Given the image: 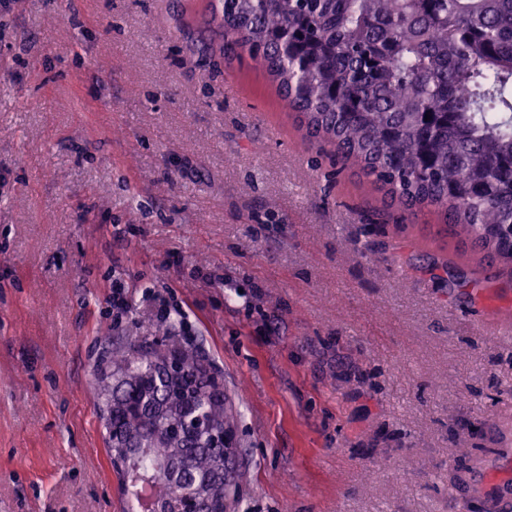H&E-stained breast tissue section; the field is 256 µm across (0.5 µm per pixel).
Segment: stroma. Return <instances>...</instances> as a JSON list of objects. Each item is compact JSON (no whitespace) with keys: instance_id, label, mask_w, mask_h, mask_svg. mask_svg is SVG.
I'll return each mask as SVG.
<instances>
[{"instance_id":"35a3bbf8","label":"stroma","mask_w":512,"mask_h":512,"mask_svg":"<svg viewBox=\"0 0 512 512\" xmlns=\"http://www.w3.org/2000/svg\"><path fill=\"white\" fill-rule=\"evenodd\" d=\"M209 2L0 0V512H125L97 366L176 347L164 303L237 414L230 512H512L454 472L512 462V269L308 144Z\"/></svg>"}]
</instances>
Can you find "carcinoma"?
Instances as JSON below:
<instances>
[{"instance_id":"1","label":"carcinoma","mask_w":512,"mask_h":512,"mask_svg":"<svg viewBox=\"0 0 512 512\" xmlns=\"http://www.w3.org/2000/svg\"><path fill=\"white\" fill-rule=\"evenodd\" d=\"M204 24L277 82L309 142L512 267V0H222ZM105 363L98 397L124 489L155 490L172 512L186 499L224 512L209 493L236 474L211 434L234 414L197 349L125 338Z\"/></svg>"}]
</instances>
